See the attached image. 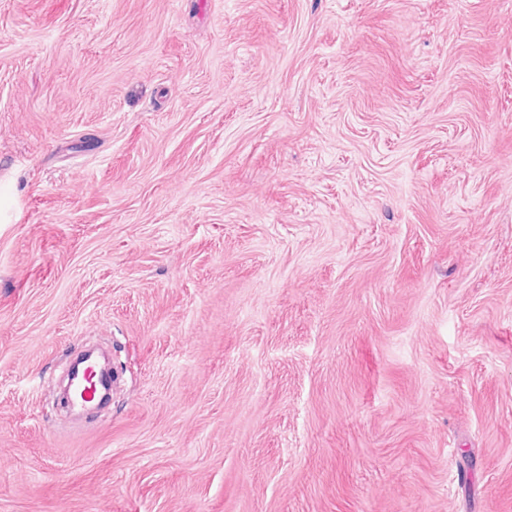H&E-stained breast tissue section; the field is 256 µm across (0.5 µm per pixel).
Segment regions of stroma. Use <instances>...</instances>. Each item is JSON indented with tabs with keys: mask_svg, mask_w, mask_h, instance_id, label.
<instances>
[{
	"mask_svg": "<svg viewBox=\"0 0 512 512\" xmlns=\"http://www.w3.org/2000/svg\"><path fill=\"white\" fill-rule=\"evenodd\" d=\"M0 512H512V0H0Z\"/></svg>",
	"mask_w": 512,
	"mask_h": 512,
	"instance_id": "35a3bbf8",
	"label": "stroma"
}]
</instances>
